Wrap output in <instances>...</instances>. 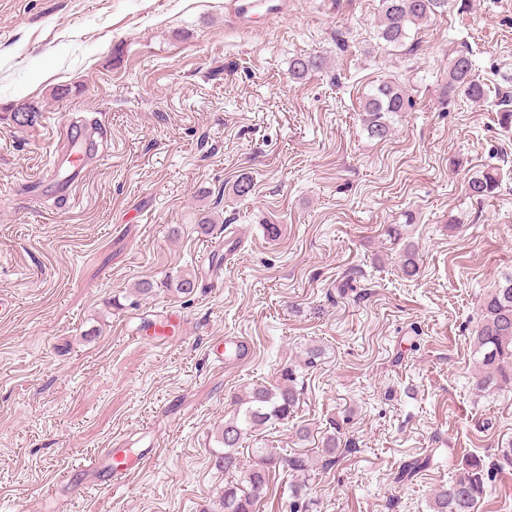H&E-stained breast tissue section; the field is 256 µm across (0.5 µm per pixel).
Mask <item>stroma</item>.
<instances>
[{"label": "stroma", "mask_w": 512, "mask_h": 512, "mask_svg": "<svg viewBox=\"0 0 512 512\" xmlns=\"http://www.w3.org/2000/svg\"><path fill=\"white\" fill-rule=\"evenodd\" d=\"M227 2L0 0V512H220L214 437L232 395L275 383L309 346L322 356L298 376L295 412L244 439L242 468L252 449L284 448L314 462L308 512H430L473 455L494 470L475 512H512V389H476L470 342L512 274V126L493 99L512 95V0H448L396 48L377 36L379 0H278L244 17ZM460 50L485 102L443 96ZM309 54L326 67L295 78ZM384 80L412 104L380 141L359 110ZM25 103L41 114L21 128ZM74 122L100 129L109 156L77 203L34 201ZM492 167L496 194L472 198L468 179ZM231 229L244 246L228 262ZM184 272L188 297L169 286ZM170 310L185 334L139 335ZM112 443L147 466L68 489Z\"/></svg>", "instance_id": "1"}]
</instances>
